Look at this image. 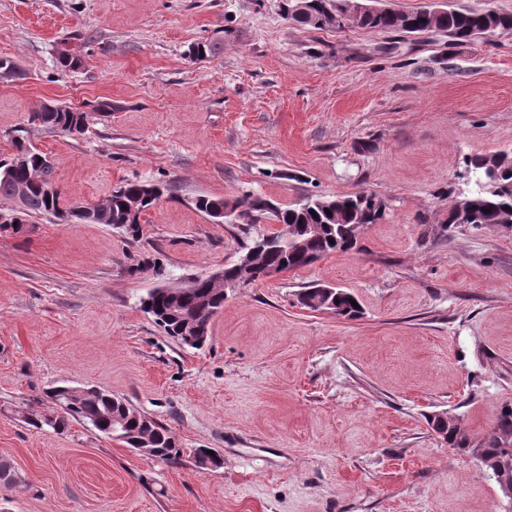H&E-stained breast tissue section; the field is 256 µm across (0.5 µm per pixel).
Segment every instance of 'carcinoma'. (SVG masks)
I'll return each instance as SVG.
<instances>
[{
  "instance_id": "1",
  "label": "carcinoma",
  "mask_w": 512,
  "mask_h": 512,
  "mask_svg": "<svg viewBox=\"0 0 512 512\" xmlns=\"http://www.w3.org/2000/svg\"><path fill=\"white\" fill-rule=\"evenodd\" d=\"M353 4L354 0H309L306 9L301 10L298 0H287L284 10L292 23L321 30L332 24L333 18L316 24L312 16L332 14L337 18ZM361 28L387 34L439 33L448 38V44L456 45L481 36L489 28L512 31V13L494 8L455 10L426 6L408 12L390 9L365 15ZM33 119L48 131L64 133L75 123L87 124L89 112L66 105L38 112ZM11 144L14 155L23 157V163L17 166L9 161L0 163V198L13 200L15 188L20 183L26 184L27 192L22 200V210L14 211L10 222L0 224V230H15L36 216L49 215L59 219L69 213L71 207L64 204L55 186V169L49 157L27 145L20 136L12 137ZM466 168L474 174L491 170L495 172L497 181V184L486 188L472 187L469 198L474 209L471 210L470 224L479 228L498 223L502 214L512 210V150L474 155L466 161ZM164 191L166 187L161 184L141 181L125 182L115 188L109 196L112 227L122 229L133 238L138 237L142 232L141 225L127 221L130 205L139 203V213L143 215L155 207ZM194 205L210 218L225 209L222 197L199 196ZM243 205L256 213V221L269 219L281 225L274 232L275 236L297 239L303 242V246L270 251L264 255L261 265L255 268L244 269L233 263L226 265L224 281L227 283L242 278L256 283L267 277L266 270L270 268L281 272L303 269L332 253L347 252L356 246L359 228L383 220L386 211V205L378 195L368 197L359 192L332 197L311 196L285 208L261 198L246 200ZM327 209L330 210L328 214L325 213ZM196 281L194 288L183 284L157 286L149 290L141 301L143 311L182 346L185 345V329L210 326L213 318L224 308V288L201 276ZM46 397L57 407L41 416L27 413L22 416L24 423L37 428L47 426L58 432L66 430L74 420L132 449L136 448V439L148 434L157 459L173 461L183 456V449L178 447L165 426L127 402L113 404V395L109 391L88 388L75 399L70 397L67 387L55 386L47 391ZM118 416L125 423L115 424ZM443 440L448 447L460 452H469L475 447L481 449L490 477H495L499 467L512 475V402L498 407L493 423L479 440L471 438L459 424L445 429ZM189 457L202 472L214 471L222 465L219 454L211 456L203 448L191 449ZM18 480L13 463L0 458V486L9 488Z\"/></svg>"
}]
</instances>
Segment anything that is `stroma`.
Wrapping results in <instances>:
<instances>
[{
  "label": "stroma",
  "instance_id": "stroma-1",
  "mask_svg": "<svg viewBox=\"0 0 512 512\" xmlns=\"http://www.w3.org/2000/svg\"><path fill=\"white\" fill-rule=\"evenodd\" d=\"M284 0H0L3 133L48 155L69 204L127 181L171 184L139 238L108 224L30 219L0 232V456L22 481L0 512H512L472 455L427 416L473 436L512 401V228L447 227L465 162L512 149V31L314 30ZM223 38L197 59L194 44ZM80 58L61 70V53ZM86 104L77 138L31 124ZM368 190L383 222L358 245L228 291L200 350L142 312L157 285L222 270L250 235L199 196L285 207ZM354 293L355 320L307 309L303 289ZM95 386L212 448L220 469L151 459L97 431L38 429L47 388Z\"/></svg>",
  "mask_w": 512,
  "mask_h": 512
}]
</instances>
